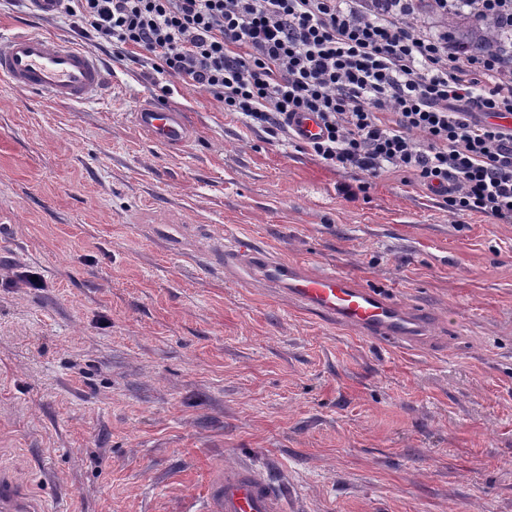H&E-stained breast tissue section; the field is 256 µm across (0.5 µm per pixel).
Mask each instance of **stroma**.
Segmentation results:
<instances>
[{"instance_id": "stroma-1", "label": "stroma", "mask_w": 512, "mask_h": 512, "mask_svg": "<svg viewBox=\"0 0 512 512\" xmlns=\"http://www.w3.org/2000/svg\"><path fill=\"white\" fill-rule=\"evenodd\" d=\"M30 27L91 47L108 87L62 106L0 80V469L46 512H199L219 462L301 512H512V223L272 143L0 0V33ZM146 103L183 113L184 150L139 130ZM241 241L389 288L432 331L396 346L316 316L215 264Z\"/></svg>"}]
</instances>
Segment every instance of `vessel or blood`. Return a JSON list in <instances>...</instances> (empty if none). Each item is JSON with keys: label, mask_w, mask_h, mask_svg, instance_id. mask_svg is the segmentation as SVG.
<instances>
[{"label": "vessel or blood", "mask_w": 512, "mask_h": 512, "mask_svg": "<svg viewBox=\"0 0 512 512\" xmlns=\"http://www.w3.org/2000/svg\"><path fill=\"white\" fill-rule=\"evenodd\" d=\"M0 78L52 102L83 104L100 99L107 81L92 52L64 38L39 31L0 36ZM154 142L184 147L190 130L181 113L147 105L134 114ZM288 124L297 141L318 139L323 127L310 112L294 113ZM225 263L248 266L259 281L283 289L289 298L365 336L392 343L425 335V313L396 303L387 288L357 284L342 274L306 272L262 248L243 243L224 253ZM281 489L251 465L224 464L205 487L203 512H284ZM0 512H36L13 482L0 480Z\"/></svg>", "instance_id": "b4317fda"}]
</instances>
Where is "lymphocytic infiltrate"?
<instances>
[{
    "mask_svg": "<svg viewBox=\"0 0 512 512\" xmlns=\"http://www.w3.org/2000/svg\"><path fill=\"white\" fill-rule=\"evenodd\" d=\"M408 0H62L117 60L205 92L279 145L293 112L327 166L446 193L449 214L512 223V46L462 56ZM288 124L297 141L306 143L323 135V127L312 112H294Z\"/></svg>",
    "mask_w": 512,
    "mask_h": 512,
    "instance_id": "lymphocytic-infiltrate-1",
    "label": "lymphocytic infiltrate"
}]
</instances>
